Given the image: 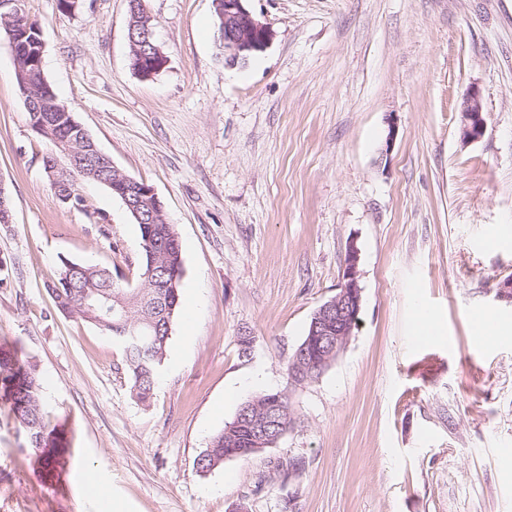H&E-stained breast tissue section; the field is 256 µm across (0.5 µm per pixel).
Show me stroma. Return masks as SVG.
<instances>
[{"instance_id": "obj_1", "label": "stroma", "mask_w": 512, "mask_h": 512, "mask_svg": "<svg viewBox=\"0 0 512 512\" xmlns=\"http://www.w3.org/2000/svg\"><path fill=\"white\" fill-rule=\"evenodd\" d=\"M143 5L166 58L147 79L127 0H25L59 100L154 189L182 245L147 404L122 345L48 292L65 258L137 287L139 227L98 183H78L81 206L57 198L0 35V343L19 342L70 440L61 480H41L0 405V512H512V0H248L273 38L233 69L213 0ZM473 86L487 124L466 142ZM352 243L358 325L318 379L291 386ZM271 390L288 391L295 426L200 472L213 436ZM97 481L110 502L85 494Z\"/></svg>"}]
</instances>
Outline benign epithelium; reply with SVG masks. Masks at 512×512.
I'll return each instance as SVG.
<instances>
[{"instance_id":"7a95c632","label":"benign epithelium","mask_w":512,"mask_h":512,"mask_svg":"<svg viewBox=\"0 0 512 512\" xmlns=\"http://www.w3.org/2000/svg\"><path fill=\"white\" fill-rule=\"evenodd\" d=\"M220 20L224 48V67L246 63L251 55L267 48L272 32L247 8V0H213ZM463 139L474 142L485 131L486 118L480 94L472 87L466 94ZM77 147L52 140L53 150L46 163V173L58 199L70 202L80 180L93 179L112 186L138 224H155L164 207L154 190L122 174L112 160L93 145V139L77 126ZM358 249L349 244L342 282L336 294L314 312L311 333L296 353L299 375L307 378L322 375L345 349L357 327L361 309L362 287L358 273Z\"/></svg>"}]
</instances>
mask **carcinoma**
Segmentation results:
<instances>
[{"mask_svg": "<svg viewBox=\"0 0 512 512\" xmlns=\"http://www.w3.org/2000/svg\"><path fill=\"white\" fill-rule=\"evenodd\" d=\"M17 54L32 61L27 68L28 83L19 85L24 100L54 97L56 93L37 64L35 53L41 39L37 21L26 19L25 28L12 30L8 36ZM43 118L58 140L77 138L78 132L66 112H43ZM144 256L141 283L137 288H122L114 282L112 271L96 265L61 259V270L50 288L55 306L65 313H75L99 327L125 348L130 389L146 402L153 395L156 378L165 359L173 319L180 299V282L184 273L181 246L171 224L140 225ZM151 277H146L149 270ZM112 296V314L100 308L89 310L88 297ZM263 393L244 403L232 422L216 434L196 461L197 468L209 472L235 458L249 460L259 454L255 448L254 424L267 417ZM0 399L9 404L16 421L25 431L36 461L47 474L53 475L64 465L69 442L63 426L52 421L46 409L41 385L34 369L16 344L0 345ZM271 431L286 432L294 423L289 397H281L280 408Z\"/></svg>", "mask_w": 512, "mask_h": 512, "instance_id": "carcinoma-1", "label": "carcinoma"}]
</instances>
